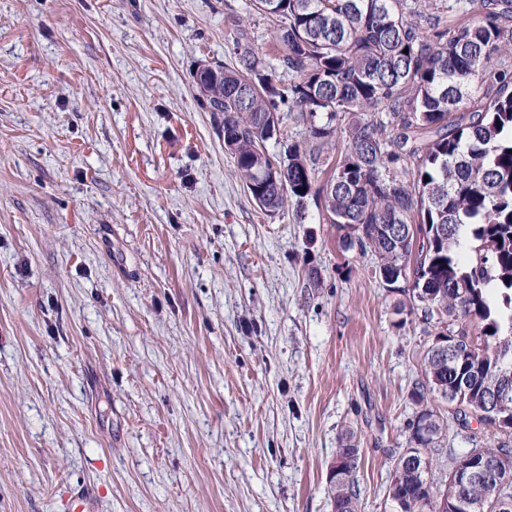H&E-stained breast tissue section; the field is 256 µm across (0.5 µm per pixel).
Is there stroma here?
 Here are the masks:
<instances>
[{
	"instance_id": "35a3bbf8",
	"label": "stroma",
	"mask_w": 512,
	"mask_h": 512,
	"mask_svg": "<svg viewBox=\"0 0 512 512\" xmlns=\"http://www.w3.org/2000/svg\"><path fill=\"white\" fill-rule=\"evenodd\" d=\"M250 0H0V512H392L429 338L315 208L267 215L192 75ZM448 421L427 478L512 435ZM361 463L359 448H337V456L330 471L342 465V470L329 478V488L335 504V512H358L359 490L355 475Z\"/></svg>"
}]
</instances>
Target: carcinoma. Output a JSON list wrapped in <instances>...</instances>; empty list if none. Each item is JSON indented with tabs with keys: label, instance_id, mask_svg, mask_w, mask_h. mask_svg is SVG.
<instances>
[{
	"label": "carcinoma",
	"instance_id": "carcinoma-1",
	"mask_svg": "<svg viewBox=\"0 0 512 512\" xmlns=\"http://www.w3.org/2000/svg\"><path fill=\"white\" fill-rule=\"evenodd\" d=\"M461 1L464 19L440 31L444 0H427L429 16L408 0H251L272 18L281 72L234 14V61L192 76L222 114L224 148L261 210L313 203L345 249L371 251L376 274L395 276L382 282L403 297L396 314L420 315L429 336L448 331L455 361L428 349L410 392L409 447L426 462L447 429L433 397L452 390L461 411L512 420V0ZM283 106L308 121L302 140H284ZM340 137L332 164L323 147ZM391 167L400 174L386 175ZM395 224L419 248L394 244ZM423 288L433 300L418 299ZM461 459L512 472V448H470L453 464ZM360 463L359 449H337L329 488L340 512H358ZM426 471L398 456L388 498L401 512H497L485 485L450 477L435 491Z\"/></svg>",
	"mask_w": 512,
	"mask_h": 512
}]
</instances>
